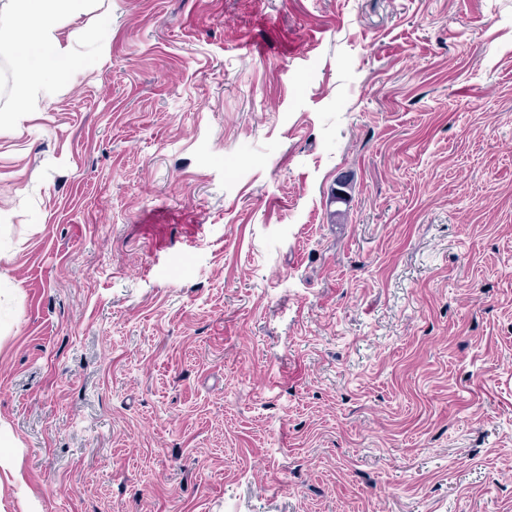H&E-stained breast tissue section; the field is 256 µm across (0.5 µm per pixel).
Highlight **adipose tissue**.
<instances>
[{"mask_svg": "<svg viewBox=\"0 0 512 512\" xmlns=\"http://www.w3.org/2000/svg\"><path fill=\"white\" fill-rule=\"evenodd\" d=\"M87 0H0V49L15 63L14 97L20 103L51 98L55 82L75 67L71 40L60 19L83 12Z\"/></svg>", "mask_w": 512, "mask_h": 512, "instance_id": "1", "label": "adipose tissue"}]
</instances>
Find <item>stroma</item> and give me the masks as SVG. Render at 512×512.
Returning a JSON list of instances; mask_svg holds the SVG:
<instances>
[{
	"label": "stroma",
	"mask_w": 512,
	"mask_h": 512,
	"mask_svg": "<svg viewBox=\"0 0 512 512\" xmlns=\"http://www.w3.org/2000/svg\"><path fill=\"white\" fill-rule=\"evenodd\" d=\"M61 32L0 82V512H512V0Z\"/></svg>",
	"instance_id": "1"
}]
</instances>
